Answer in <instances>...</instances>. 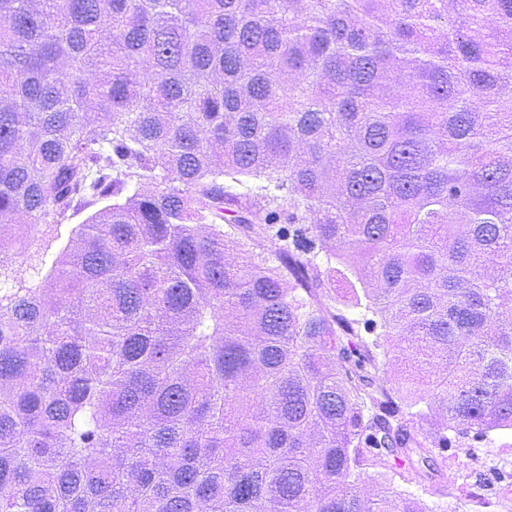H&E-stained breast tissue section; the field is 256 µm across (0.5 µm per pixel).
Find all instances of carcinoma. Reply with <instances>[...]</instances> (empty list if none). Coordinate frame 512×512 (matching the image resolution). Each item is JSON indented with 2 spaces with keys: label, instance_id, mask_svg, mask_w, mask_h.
I'll list each match as a JSON object with an SVG mask.
<instances>
[{
  "label": "carcinoma",
  "instance_id": "cac0c4a2",
  "mask_svg": "<svg viewBox=\"0 0 512 512\" xmlns=\"http://www.w3.org/2000/svg\"><path fill=\"white\" fill-rule=\"evenodd\" d=\"M509 430L512 0H0V512H429Z\"/></svg>",
  "mask_w": 512,
  "mask_h": 512
}]
</instances>
